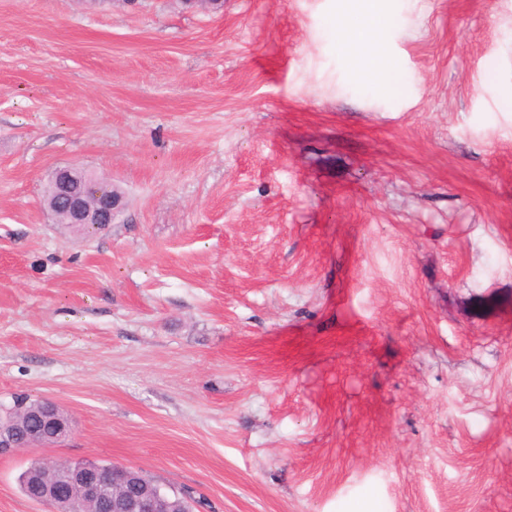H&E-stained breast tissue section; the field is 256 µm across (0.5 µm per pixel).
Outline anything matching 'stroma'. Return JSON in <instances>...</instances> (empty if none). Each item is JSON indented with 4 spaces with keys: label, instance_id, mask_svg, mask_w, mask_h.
I'll list each match as a JSON object with an SVG mask.
<instances>
[{
    "label": "stroma",
    "instance_id": "stroma-1",
    "mask_svg": "<svg viewBox=\"0 0 512 512\" xmlns=\"http://www.w3.org/2000/svg\"><path fill=\"white\" fill-rule=\"evenodd\" d=\"M0 0V404L197 512H512V0ZM119 185L90 233L55 169ZM383 27L384 20L378 15L364 16L362 21L348 20L337 29L336 42L360 64L363 77L380 91L392 94L396 88L394 66L384 62L378 37Z\"/></svg>",
    "mask_w": 512,
    "mask_h": 512
}]
</instances>
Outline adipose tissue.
Returning <instances> with one entry per match:
<instances>
[{
  "mask_svg": "<svg viewBox=\"0 0 512 512\" xmlns=\"http://www.w3.org/2000/svg\"><path fill=\"white\" fill-rule=\"evenodd\" d=\"M383 27L384 21L377 15L364 17L360 21L350 20L337 29L336 42L360 64L363 77L380 91L390 94L395 90L394 68L383 59V47L379 40Z\"/></svg>",
  "mask_w": 512,
  "mask_h": 512,
  "instance_id": "ef3b65f1",
  "label": "adipose tissue"
}]
</instances>
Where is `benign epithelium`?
I'll return each mask as SVG.
<instances>
[{"label":"benign epithelium","instance_id":"obj_1","mask_svg":"<svg viewBox=\"0 0 512 512\" xmlns=\"http://www.w3.org/2000/svg\"><path fill=\"white\" fill-rule=\"evenodd\" d=\"M81 169L65 167L53 174L56 198L67 212L69 223L92 224L101 228L114 223L124 207L122 193L112 183L97 179L78 181ZM36 418L33 425L12 423L0 426V455L22 448L52 444L70 433L64 408L43 401L37 412L25 414ZM28 478L37 489L35 501L62 512L65 503L81 505L102 502L109 512H181L184 492L155 480H148L134 468L117 467L111 471L86 462L75 467H55L38 463L29 469Z\"/></svg>","mask_w":512,"mask_h":512}]
</instances>
